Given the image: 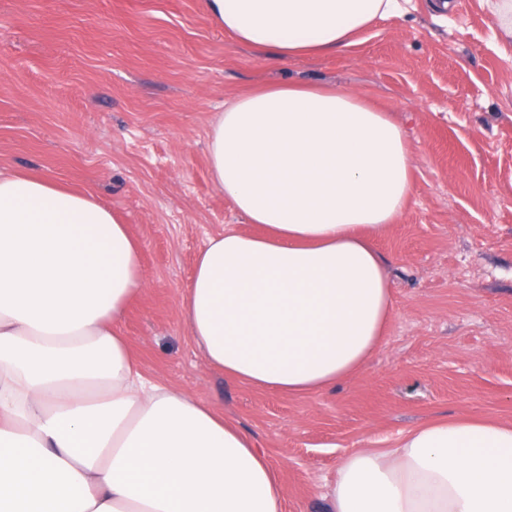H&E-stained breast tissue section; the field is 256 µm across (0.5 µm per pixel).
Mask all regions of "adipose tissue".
Returning <instances> with one entry per match:
<instances>
[{
    "label": "adipose tissue",
    "instance_id": "obj_1",
    "mask_svg": "<svg viewBox=\"0 0 512 512\" xmlns=\"http://www.w3.org/2000/svg\"><path fill=\"white\" fill-rule=\"evenodd\" d=\"M254 50L361 43L399 0H202ZM212 179L258 235L200 251L190 335L226 379L288 396L359 374L394 301L374 238L413 190L401 126L358 93L260 86L209 132ZM142 246L89 195L0 170V512H284L279 472L210 404L147 379L122 335ZM325 512H512V425L443 417L356 448Z\"/></svg>",
    "mask_w": 512,
    "mask_h": 512
}]
</instances>
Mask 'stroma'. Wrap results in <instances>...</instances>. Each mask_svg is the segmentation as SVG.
Instances as JSON below:
<instances>
[{
  "instance_id": "stroma-1",
  "label": "stroma",
  "mask_w": 512,
  "mask_h": 512,
  "mask_svg": "<svg viewBox=\"0 0 512 512\" xmlns=\"http://www.w3.org/2000/svg\"><path fill=\"white\" fill-rule=\"evenodd\" d=\"M399 0L356 47L280 58L212 26L201 0H0V168L109 207L143 247L144 291L122 331L145 377L250 432L285 512H320L343 456L391 447L435 417L512 424V22L487 0ZM301 82L392 112L413 193L377 239L393 316L336 389L288 397L228 381L181 314L207 238L261 233L214 185L208 132L225 100Z\"/></svg>"
}]
</instances>
